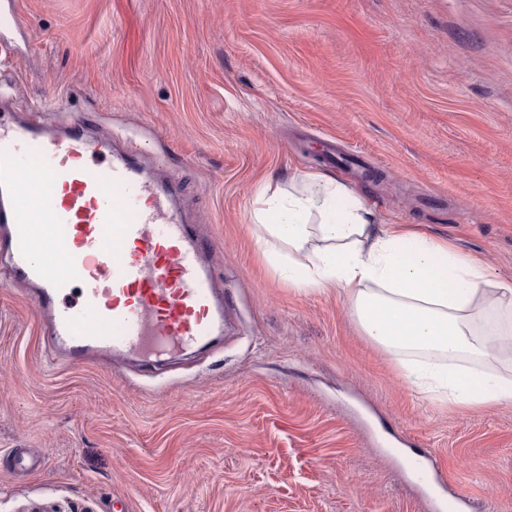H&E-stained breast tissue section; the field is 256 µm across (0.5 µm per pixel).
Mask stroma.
Listing matches in <instances>:
<instances>
[{
  "label": "stroma",
  "mask_w": 512,
  "mask_h": 512,
  "mask_svg": "<svg viewBox=\"0 0 512 512\" xmlns=\"http://www.w3.org/2000/svg\"><path fill=\"white\" fill-rule=\"evenodd\" d=\"M0 110L140 147L231 313L152 378L55 369L0 258V512H436L404 448L461 512H512V402L421 395L336 292L282 283L250 211L319 170L512 280V0H13Z\"/></svg>",
  "instance_id": "1"
}]
</instances>
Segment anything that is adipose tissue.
<instances>
[{
    "label": "adipose tissue",
    "instance_id": "1",
    "mask_svg": "<svg viewBox=\"0 0 512 512\" xmlns=\"http://www.w3.org/2000/svg\"><path fill=\"white\" fill-rule=\"evenodd\" d=\"M253 222L264 257L301 292L341 291L362 336L395 358L420 393L464 407L512 401V280L447 239L377 217L318 170L288 189L256 181Z\"/></svg>",
    "mask_w": 512,
    "mask_h": 512
}]
</instances>
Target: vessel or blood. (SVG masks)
<instances>
[{
    "label": "vessel or blood",
    "mask_w": 512,
    "mask_h": 512,
    "mask_svg": "<svg viewBox=\"0 0 512 512\" xmlns=\"http://www.w3.org/2000/svg\"><path fill=\"white\" fill-rule=\"evenodd\" d=\"M138 154L113 153L77 124L0 114V250L55 365L148 361L224 333V283L206 264L215 242L184 223ZM32 176L36 197L23 191Z\"/></svg>",
    "instance_id": "1"
}]
</instances>
